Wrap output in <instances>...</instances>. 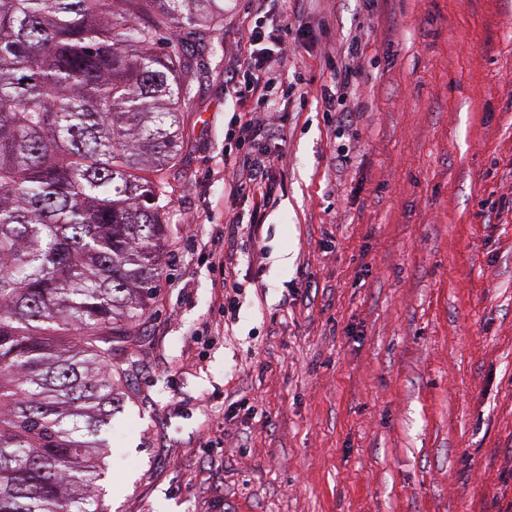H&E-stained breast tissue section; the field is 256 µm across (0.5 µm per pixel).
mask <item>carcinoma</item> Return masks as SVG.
<instances>
[{
    "label": "carcinoma",
    "instance_id": "obj_1",
    "mask_svg": "<svg viewBox=\"0 0 512 512\" xmlns=\"http://www.w3.org/2000/svg\"><path fill=\"white\" fill-rule=\"evenodd\" d=\"M224 0H0V512H95Z\"/></svg>",
    "mask_w": 512,
    "mask_h": 512
}]
</instances>
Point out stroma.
Masks as SVG:
<instances>
[{
    "mask_svg": "<svg viewBox=\"0 0 512 512\" xmlns=\"http://www.w3.org/2000/svg\"><path fill=\"white\" fill-rule=\"evenodd\" d=\"M254 25L293 48L258 214L224 167ZM198 59L99 512H512V0H224Z\"/></svg>",
    "mask_w": 512,
    "mask_h": 512,
    "instance_id": "1",
    "label": "stroma"
}]
</instances>
